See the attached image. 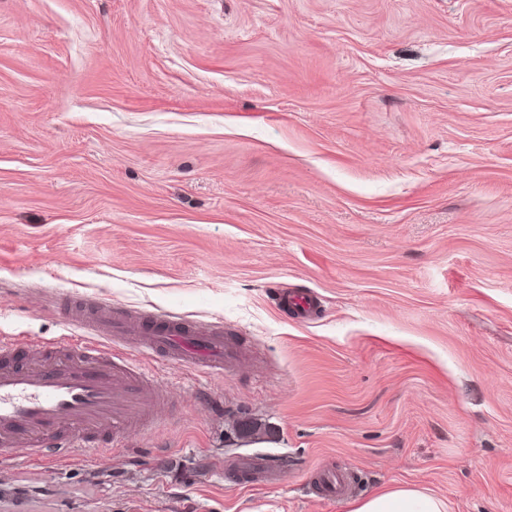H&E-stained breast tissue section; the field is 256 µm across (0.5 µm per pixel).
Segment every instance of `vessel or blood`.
Returning <instances> with one entry per match:
<instances>
[{
    "mask_svg": "<svg viewBox=\"0 0 512 512\" xmlns=\"http://www.w3.org/2000/svg\"><path fill=\"white\" fill-rule=\"evenodd\" d=\"M80 336L54 340L0 338V465L17 449L53 462L76 453L92 454L117 444L169 401L135 358L162 354L209 376L223 375L242 354L223 327L174 313L119 308L96 298L65 307ZM322 496L347 494V476L321 475Z\"/></svg>",
    "mask_w": 512,
    "mask_h": 512,
    "instance_id": "b4317fda",
    "label": "vessel or blood"
}]
</instances>
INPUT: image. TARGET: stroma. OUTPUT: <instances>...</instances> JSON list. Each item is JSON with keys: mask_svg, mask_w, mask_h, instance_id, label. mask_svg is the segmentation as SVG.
<instances>
[{"mask_svg": "<svg viewBox=\"0 0 512 512\" xmlns=\"http://www.w3.org/2000/svg\"><path fill=\"white\" fill-rule=\"evenodd\" d=\"M65 297L245 351L141 355L158 418L0 512H345L320 467L512 512V0H0V336Z\"/></svg>", "mask_w": 512, "mask_h": 512, "instance_id": "35a3bbf8", "label": "stroma"}]
</instances>
